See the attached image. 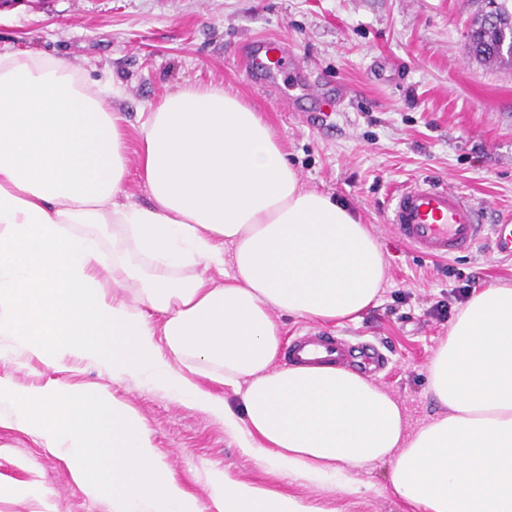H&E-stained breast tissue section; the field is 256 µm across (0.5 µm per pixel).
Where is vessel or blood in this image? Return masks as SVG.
<instances>
[{
    "mask_svg": "<svg viewBox=\"0 0 512 512\" xmlns=\"http://www.w3.org/2000/svg\"><path fill=\"white\" fill-rule=\"evenodd\" d=\"M242 59L247 80L263 90L279 89V77L285 72L297 75L299 93L287 95L288 104L303 99L323 112L332 107L334 101L345 98L341 92L328 96L298 56L280 39H254L244 49ZM388 222L407 246L430 258H453L472 250L484 237L498 255L512 257V224L481 223L479 207L447 187L422 181L397 189L388 204ZM355 355L365 369L378 361L375 349L357 352L341 338L308 332L288 345L284 361L301 365L332 362L344 366Z\"/></svg>",
    "mask_w": 512,
    "mask_h": 512,
    "instance_id": "b4317fda",
    "label": "vessel or blood"
}]
</instances>
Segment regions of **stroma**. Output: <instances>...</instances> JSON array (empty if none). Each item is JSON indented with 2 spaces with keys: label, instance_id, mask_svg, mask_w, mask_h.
<instances>
[{
  "label": "stroma",
  "instance_id": "stroma-1",
  "mask_svg": "<svg viewBox=\"0 0 512 512\" xmlns=\"http://www.w3.org/2000/svg\"><path fill=\"white\" fill-rule=\"evenodd\" d=\"M486 0H25L0 13V47L61 57L87 82L110 76L130 152L150 104L190 85H221L262 112L302 184L346 201L380 241L386 279L376 307L340 326L282 317L284 336L309 329L374 344L387 364L373 381L402 404L409 429L436 416L427 368L466 294L512 285V259L488 240L434 260L409 249L385 222L390 193L418 179L444 183L479 205L482 221L512 220V62L488 66L467 50ZM288 42L320 81L349 94L311 121L246 80L240 53L252 39ZM0 376L22 388L52 378L100 388L131 406L187 490L207 501L204 470L229 469L328 512H418L390 488L388 464L355 476L357 492L291 484L244 454L202 411L132 382L115 383L91 363L60 374L36 361L0 357ZM48 492L51 512H107L72 480L61 455L31 435L0 427V512H37L21 495Z\"/></svg>",
  "mask_w": 512,
  "mask_h": 512
}]
</instances>
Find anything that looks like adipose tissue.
I'll list each match as a JSON object with an SVG mask.
<instances>
[{"label":"adipose tissue","instance_id":"1","mask_svg":"<svg viewBox=\"0 0 512 512\" xmlns=\"http://www.w3.org/2000/svg\"><path fill=\"white\" fill-rule=\"evenodd\" d=\"M110 80L66 59L0 49V340L54 370L89 362L221 422L291 483H389L423 512H512V286L476 291L428 366L443 414L407 428L400 402L332 364L275 367L279 315L338 325L375 306L379 241L344 202L310 189L272 126L219 85L167 93L140 128L151 203L132 202L125 118ZM231 264L218 284L210 268ZM160 327H153L151 314ZM241 401L202 389L197 376ZM0 426L66 458L107 512H324L206 470L207 503L177 480L150 430L102 389L0 377Z\"/></svg>","mask_w":512,"mask_h":512}]
</instances>
